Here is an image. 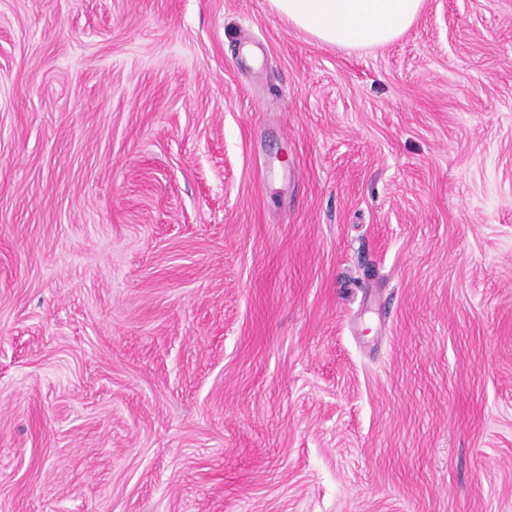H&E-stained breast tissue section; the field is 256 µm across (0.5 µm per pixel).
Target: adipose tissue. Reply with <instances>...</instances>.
Segmentation results:
<instances>
[{"mask_svg":"<svg viewBox=\"0 0 512 512\" xmlns=\"http://www.w3.org/2000/svg\"><path fill=\"white\" fill-rule=\"evenodd\" d=\"M270 5L322 43L360 47L398 39L419 16L423 0H270Z\"/></svg>","mask_w":512,"mask_h":512,"instance_id":"1","label":"adipose tissue"}]
</instances>
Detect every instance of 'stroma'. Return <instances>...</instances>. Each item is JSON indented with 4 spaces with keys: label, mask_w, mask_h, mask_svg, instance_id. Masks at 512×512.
Segmentation results:
<instances>
[{
    "label": "stroma",
    "mask_w": 512,
    "mask_h": 512,
    "mask_svg": "<svg viewBox=\"0 0 512 512\" xmlns=\"http://www.w3.org/2000/svg\"><path fill=\"white\" fill-rule=\"evenodd\" d=\"M0 512H512V0H0ZM423 1L270 0V5L322 43L360 47L398 39L419 16Z\"/></svg>",
    "instance_id": "1"
}]
</instances>
